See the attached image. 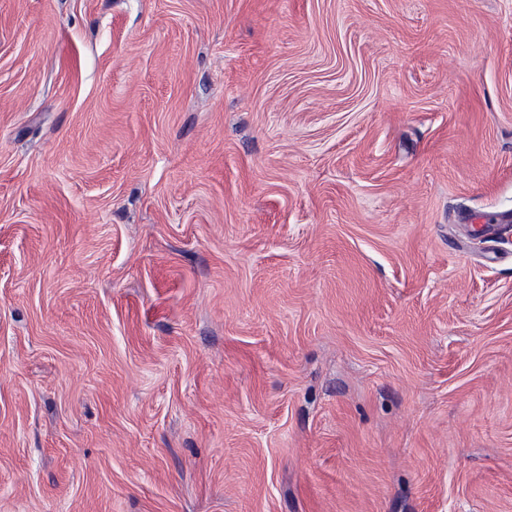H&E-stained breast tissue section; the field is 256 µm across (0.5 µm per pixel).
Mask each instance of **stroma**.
<instances>
[{"label":"stroma","instance_id":"35a3bbf8","mask_svg":"<svg viewBox=\"0 0 512 512\" xmlns=\"http://www.w3.org/2000/svg\"><path fill=\"white\" fill-rule=\"evenodd\" d=\"M0 512H512V0H0Z\"/></svg>","mask_w":512,"mask_h":512}]
</instances>
